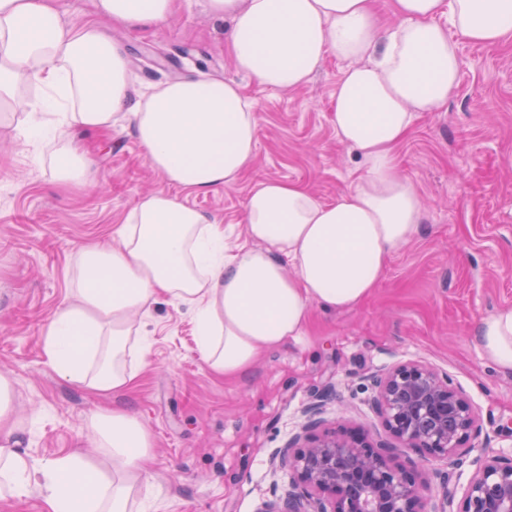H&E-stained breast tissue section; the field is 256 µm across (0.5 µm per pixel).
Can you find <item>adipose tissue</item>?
<instances>
[{
	"instance_id": "ef3b65f1",
	"label": "adipose tissue",
	"mask_w": 512,
	"mask_h": 512,
	"mask_svg": "<svg viewBox=\"0 0 512 512\" xmlns=\"http://www.w3.org/2000/svg\"><path fill=\"white\" fill-rule=\"evenodd\" d=\"M175 2L92 0L91 18L71 26L56 0H0V102L15 100L22 83L46 90L26 122L51 146L55 176L88 184L78 135L129 121L170 185L139 199L116 243L78 249L73 287L42 329L58 374L108 398L132 387V334L159 298L192 310L205 367L235 379L264 351L298 342L312 304L337 312L372 296L391 253L422 227L418 194L397 171L398 145L419 112L454 91L458 40H512V0H394L400 23L388 33L370 0H208L214 19L231 22L235 68L261 86L301 89L327 56L346 61L332 122L364 163L331 202L297 182H257L245 203L249 244L228 256L219 222L178 194L213 192L244 173L257 142L253 102L224 79L180 80L134 97L125 52L102 30L158 25ZM472 340L486 362L512 371V307L480 317ZM11 414L1 377L0 496L37 493L46 512H129L154 446L136 413L112 406L91 417L110 467L72 452L40 472L17 451Z\"/></svg>"
}]
</instances>
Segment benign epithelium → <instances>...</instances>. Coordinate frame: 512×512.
Masks as SVG:
<instances>
[{
    "label": "benign epithelium",
    "mask_w": 512,
    "mask_h": 512,
    "mask_svg": "<svg viewBox=\"0 0 512 512\" xmlns=\"http://www.w3.org/2000/svg\"><path fill=\"white\" fill-rule=\"evenodd\" d=\"M374 406L393 440L432 459L458 457L478 433L471 402L446 374L405 361L373 379ZM291 490L261 512H512V453L485 460L473 472L459 501L448 482L433 491L412 468L396 464L390 449L371 444L357 432L340 430L288 443L283 453Z\"/></svg>",
    "instance_id": "7a95c632"
}]
</instances>
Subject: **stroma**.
Listing matches in <instances>:
<instances>
[{
  "instance_id": "stroma-1",
  "label": "stroma",
  "mask_w": 512,
  "mask_h": 512,
  "mask_svg": "<svg viewBox=\"0 0 512 512\" xmlns=\"http://www.w3.org/2000/svg\"><path fill=\"white\" fill-rule=\"evenodd\" d=\"M206 2L178 0L157 28L104 32L125 51L135 93L184 78H232L254 101L257 146L246 171L217 192L183 197L219 220L233 251L244 242L245 202L257 182H298L332 201L363 166L332 122L345 61L326 57L302 89L260 86L235 70L229 23L213 19ZM458 54L456 89L442 107L419 113L395 152L399 173L419 194L423 229L394 251L361 306L313 309L299 343L266 352L244 376L227 380L202 362L192 311L167 298L152 304L140 328L148 353L133 389L117 399L155 441L137 493L149 512H258L287 492L280 457L312 421L390 442L371 406L372 379L408 360L448 373L479 421L465 464L431 462L424 477L449 473L459 496L486 458L512 451V372L486 364L471 338L481 316L512 306V41L462 40ZM7 113L0 125V375L12 384L21 451L43 466L86 444L97 401L58 376L41 328L71 288L77 249L111 239L141 196L168 184L130 124L82 135L93 183H60L23 112Z\"/></svg>"
}]
</instances>
